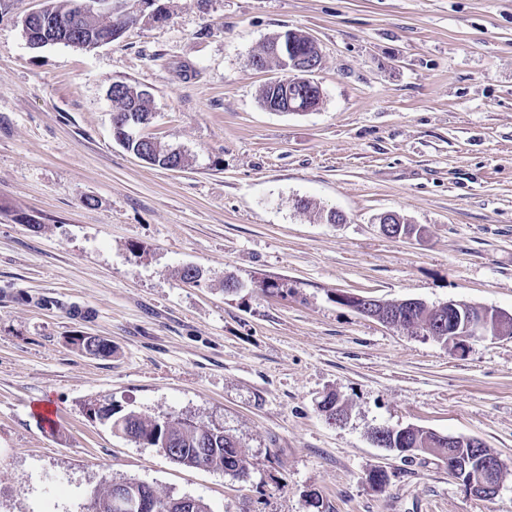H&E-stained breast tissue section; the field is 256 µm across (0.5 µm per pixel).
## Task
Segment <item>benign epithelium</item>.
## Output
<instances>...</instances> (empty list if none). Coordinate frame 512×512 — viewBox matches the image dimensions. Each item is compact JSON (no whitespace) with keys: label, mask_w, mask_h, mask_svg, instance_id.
Instances as JSON below:
<instances>
[{"label":"benign epithelium","mask_w":512,"mask_h":512,"mask_svg":"<svg viewBox=\"0 0 512 512\" xmlns=\"http://www.w3.org/2000/svg\"><path fill=\"white\" fill-rule=\"evenodd\" d=\"M112 17V0H71L70 13L60 15L49 0L44 5L27 15L23 20V32L27 43L33 48L46 45L63 44L84 51H92L102 45V39L93 32L71 37L77 23L96 19ZM300 36L295 30L282 32L275 39L271 52L283 64L293 63L302 74L301 83L308 86L306 95L299 97L288 89L283 78L272 80V84H281L279 97L265 105L270 112H309L315 109L321 100V87L314 81L312 74L320 65V53L315 51L305 57H294V38ZM152 116L145 118L140 115L127 113L122 116L121 125L132 138L144 139L141 128L151 121ZM172 159L175 168L182 166V155L177 150L161 146L157 139L151 140L150 151H142L138 156L153 162L159 156ZM344 300L351 306L359 309L363 314L378 321L394 325L389 303L372 296H346ZM448 313L450 328H448V342L454 353L465 351L470 343L488 338H512V313L492 308L473 307L465 308L457 302L450 300L444 304L432 307L429 313L442 315ZM453 479L458 481L467 492L479 498L492 499L497 494L501 483L503 464L494 454H480L475 458L465 460H452L448 462ZM140 490L130 492L126 489L114 491L113 499L122 512H145L149 507L148 489L143 483H138Z\"/></svg>","instance_id":"7a95c632"}]
</instances>
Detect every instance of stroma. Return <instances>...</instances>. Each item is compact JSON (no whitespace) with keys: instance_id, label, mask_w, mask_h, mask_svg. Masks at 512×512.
Returning <instances> with one entry per match:
<instances>
[{"instance_id":"stroma-1","label":"stroma","mask_w":512,"mask_h":512,"mask_svg":"<svg viewBox=\"0 0 512 512\" xmlns=\"http://www.w3.org/2000/svg\"><path fill=\"white\" fill-rule=\"evenodd\" d=\"M157 4L116 0L125 28L85 52L30 47L39 0H0V512H87L127 479L212 512H512V339L455 354L340 300L512 312V0ZM287 29L320 51L309 112L261 102L278 70L251 58ZM116 81L184 167L115 140ZM385 212L418 235L383 234ZM105 404L221 425L247 472L177 465ZM383 426L480 439L498 494L376 445ZM112 87V86H111ZM142 94H145L143 91H137L136 89L130 87L129 85H124V89H117L114 90L112 87V102L114 104V101L116 104L115 106V113L116 112H123L130 111L134 108L135 112H144L148 113L150 107H151V99L150 97H146L145 95L142 96Z\"/></svg>"}]
</instances>
